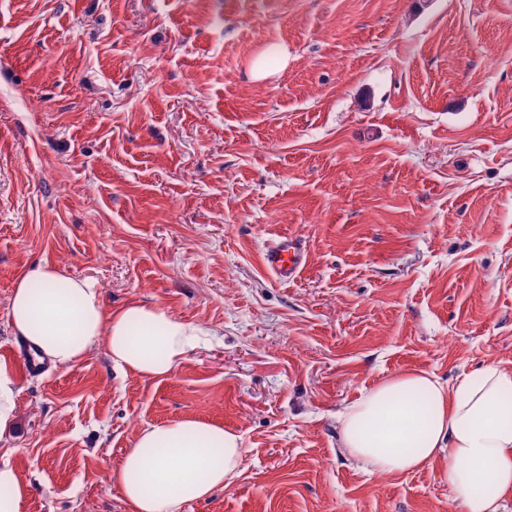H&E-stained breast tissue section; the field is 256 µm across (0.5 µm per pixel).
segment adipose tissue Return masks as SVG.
Instances as JSON below:
<instances>
[{"label": "adipose tissue", "mask_w": 512, "mask_h": 512, "mask_svg": "<svg viewBox=\"0 0 512 512\" xmlns=\"http://www.w3.org/2000/svg\"><path fill=\"white\" fill-rule=\"evenodd\" d=\"M12 332L55 365L104 342L114 368L144 378L171 375L208 332L155 304L106 309L100 288L61 267L38 264L17 279L7 310ZM512 371L495 362L443 385L425 372L381 381L337 415L341 446L361 468L398 475L442 460L441 478L465 512H505L512 489ZM234 432L192 418L144 428L112 480L128 512H180L231 484L244 460Z\"/></svg>", "instance_id": "ef3b65f1"}]
</instances>
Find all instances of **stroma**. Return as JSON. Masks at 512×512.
<instances>
[{"label":"stroma","instance_id":"1","mask_svg":"<svg viewBox=\"0 0 512 512\" xmlns=\"http://www.w3.org/2000/svg\"><path fill=\"white\" fill-rule=\"evenodd\" d=\"M39 263L212 335L159 380L101 342L19 376L20 512H127L113 470L183 417L247 453L181 512H464L442 462L352 464L336 416L512 370V0H0V359ZM306 262L305 249L300 238L280 235L267 246L263 254L266 269L280 282L297 279Z\"/></svg>","mask_w":512,"mask_h":512}]
</instances>
